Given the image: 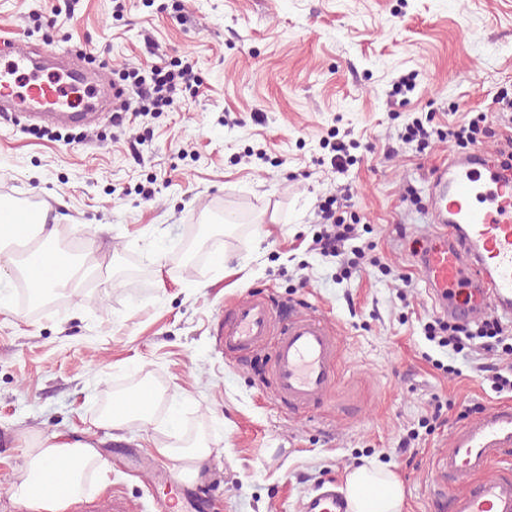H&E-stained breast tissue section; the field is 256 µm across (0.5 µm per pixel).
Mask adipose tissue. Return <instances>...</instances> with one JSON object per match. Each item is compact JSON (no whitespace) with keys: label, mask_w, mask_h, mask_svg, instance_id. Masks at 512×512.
Returning a JSON list of instances; mask_svg holds the SVG:
<instances>
[{"label":"adipose tissue","mask_w":512,"mask_h":512,"mask_svg":"<svg viewBox=\"0 0 512 512\" xmlns=\"http://www.w3.org/2000/svg\"><path fill=\"white\" fill-rule=\"evenodd\" d=\"M53 235L44 218L15 210L11 223L0 225V280L8 278L15 268L28 278L41 277L48 263L58 265L59 271L56 277L43 279L42 289L63 288L75 280L81 265L76 261L62 265L59 252L51 246ZM159 453L179 462V476L194 477L198 474L197 463L208 459L213 450L205 439L187 443L178 438L161 446ZM55 462L68 466L59 481L49 472ZM103 465L90 444L56 434L30 448L25 472L10 491L30 512H66L69 504L82 494L85 469L98 470ZM346 496L352 512H400L403 489L393 473L362 465L348 474Z\"/></svg>","instance_id":"adipose-tissue-1"}]
</instances>
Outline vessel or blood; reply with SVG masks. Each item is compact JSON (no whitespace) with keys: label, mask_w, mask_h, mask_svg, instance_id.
Wrapping results in <instances>:
<instances>
[{"label":"vessel or blood","mask_w":512,"mask_h":512,"mask_svg":"<svg viewBox=\"0 0 512 512\" xmlns=\"http://www.w3.org/2000/svg\"><path fill=\"white\" fill-rule=\"evenodd\" d=\"M0 56V106L72 126L104 118V110L76 106L68 87L34 75L28 51L0 46ZM425 212L437 233L418 253L419 270L442 314L459 322L490 314L512 320V171L478 149L449 155L427 185ZM213 334L229 356L268 351L273 395L292 414L321 403L338 380V333L317 308L286 310L253 293L225 307ZM507 448L508 402L450 430L438 491L450 512H512V477L490 472ZM301 512H349V504L336 488H320L303 499Z\"/></svg>","instance_id":"1"}]
</instances>
